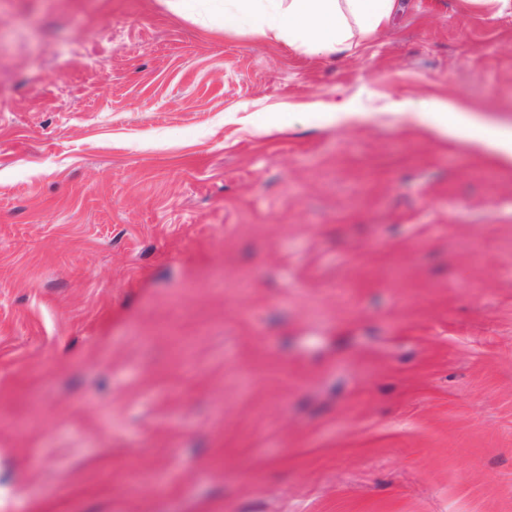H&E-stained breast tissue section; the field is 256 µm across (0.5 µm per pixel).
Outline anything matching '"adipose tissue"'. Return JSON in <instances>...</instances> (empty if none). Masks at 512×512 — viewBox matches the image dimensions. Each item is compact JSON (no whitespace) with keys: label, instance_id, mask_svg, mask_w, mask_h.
<instances>
[{"label":"adipose tissue","instance_id":"obj_1","mask_svg":"<svg viewBox=\"0 0 512 512\" xmlns=\"http://www.w3.org/2000/svg\"><path fill=\"white\" fill-rule=\"evenodd\" d=\"M236 15L247 17L256 38L275 36L310 55L343 54L360 39L373 36L388 22L395 0H231ZM401 112L414 128L455 142L469 129V143L491 159L512 164V135L476 120L454 101L436 102L426 110L404 104Z\"/></svg>","mask_w":512,"mask_h":512}]
</instances>
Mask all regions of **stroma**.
<instances>
[{
	"label": "stroma",
	"instance_id": "35a3bbf8",
	"mask_svg": "<svg viewBox=\"0 0 512 512\" xmlns=\"http://www.w3.org/2000/svg\"><path fill=\"white\" fill-rule=\"evenodd\" d=\"M224 4L0 0V512H512V4ZM257 39L273 34L310 55L343 54L388 22L395 0H231ZM359 38V39H358ZM358 39V40H357ZM399 111L404 112L414 128L435 133L448 143H454L460 130L467 128L471 147L483 150L496 162L512 164V135H503L493 124L476 120L471 110L455 101H438L431 110L403 103ZM432 114H438L439 121H432ZM368 116H370L369 112H365L362 108L355 107L350 103L332 105L328 108V112H326V117L329 120H334L341 124L360 121Z\"/></svg>",
	"mask_w": 512,
	"mask_h": 512
}]
</instances>
